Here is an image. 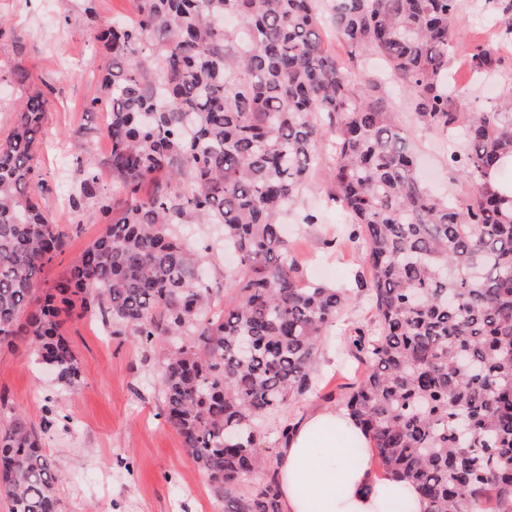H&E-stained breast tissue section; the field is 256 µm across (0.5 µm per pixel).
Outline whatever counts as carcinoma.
Returning a JSON list of instances; mask_svg holds the SVG:
<instances>
[{"instance_id": "carcinoma-1", "label": "carcinoma", "mask_w": 512, "mask_h": 512, "mask_svg": "<svg viewBox=\"0 0 512 512\" xmlns=\"http://www.w3.org/2000/svg\"><path fill=\"white\" fill-rule=\"evenodd\" d=\"M82 2L109 56L87 110L107 112V165L124 198L79 166L70 208L95 205L102 230L39 298L67 233L34 199L51 100L30 95L0 138V344L30 345L63 388L81 369L62 314H98L161 348L163 414L224 512H279L275 480L250 482L256 422L313 390L326 332L351 303L303 278L281 224L326 142L351 233L367 241L376 308V327L351 341L366 370L346 408L427 512H512V193L490 183L512 158V112L470 113L448 167L474 192L451 203L420 178L389 89L374 76L355 84L318 35L324 11L352 55L385 59L420 122L445 130L466 105L448 84L459 0H137L135 20L108 24L97 0ZM488 3L512 37V0ZM229 14L240 27L224 24ZM495 64L487 49L472 55L477 74ZM181 224L221 225L236 253L241 275L220 313L208 247ZM58 483L24 417L0 419L9 512H58Z\"/></svg>"}]
</instances>
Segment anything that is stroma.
Masks as SVG:
<instances>
[{"label": "stroma", "mask_w": 512, "mask_h": 512, "mask_svg": "<svg viewBox=\"0 0 512 512\" xmlns=\"http://www.w3.org/2000/svg\"><path fill=\"white\" fill-rule=\"evenodd\" d=\"M496 25L485 0H460L448 79L464 92L467 108L447 132L418 122L409 96L399 85L391 87L398 120L420 157L427 185L452 202L472 193L448 166L449 154L466 148L469 113L512 99V40L498 42ZM0 42L7 46L0 53V137L12 128L20 101L35 90H53L34 152L47 183L38 202L72 236L62 255L43 269L38 284L44 290L67 275L101 230L90 214H73L67 199L78 176L77 160L98 166L110 151L105 113L82 110L98 94L105 51L91 37L81 0H0ZM479 48L492 49L499 60L492 78H477L470 69V56ZM16 69L27 71L29 81L17 83ZM86 127L93 135L78 137ZM331 166L329 150L321 149L301 208L288 213L285 225L303 274L350 289L354 301L338 315L317 360L314 391L260 421L258 428L267 437L257 475L261 481L270 478L279 450L270 432L312 409L342 403L364 372L349 338L354 329H369L375 321L367 289L371 270L364 241L348 237L350 218L331 198ZM305 211L316 212L317 223H302ZM75 224L80 232H72ZM63 329L81 366V378L71 388L58 387L27 345L0 347V415L24 413L41 430L43 449L62 477L59 512H224L209 479L187 457L179 434L161 414L153 351L133 337L113 334L94 314L67 320Z\"/></svg>", "instance_id": "1"}]
</instances>
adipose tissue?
<instances>
[{
	"label": "adipose tissue",
	"instance_id": "ef3b65f1",
	"mask_svg": "<svg viewBox=\"0 0 512 512\" xmlns=\"http://www.w3.org/2000/svg\"><path fill=\"white\" fill-rule=\"evenodd\" d=\"M372 443L349 411L324 407L303 417L283 439L274 464L281 512H394L397 496L428 505L406 484L372 469Z\"/></svg>",
	"mask_w": 512,
	"mask_h": 512
}]
</instances>
